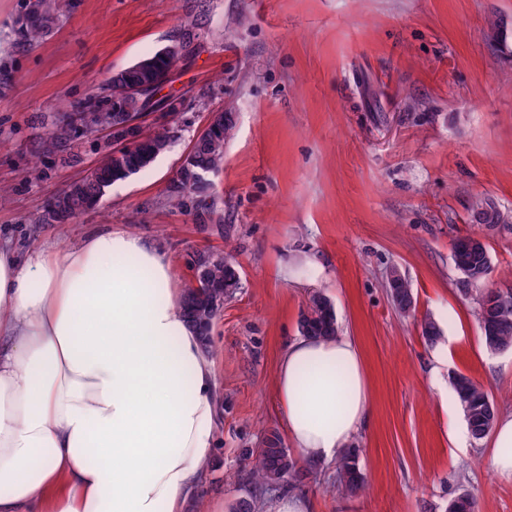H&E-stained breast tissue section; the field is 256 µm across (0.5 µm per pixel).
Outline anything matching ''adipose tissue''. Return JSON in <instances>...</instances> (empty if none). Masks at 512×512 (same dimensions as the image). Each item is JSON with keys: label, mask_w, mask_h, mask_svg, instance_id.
Here are the masks:
<instances>
[{"label": "adipose tissue", "mask_w": 512, "mask_h": 512, "mask_svg": "<svg viewBox=\"0 0 512 512\" xmlns=\"http://www.w3.org/2000/svg\"><path fill=\"white\" fill-rule=\"evenodd\" d=\"M158 241L108 226L19 258L0 243V512H186L216 444L213 354ZM273 392L300 458L324 465L372 413L349 336H296ZM491 469L512 479V412Z\"/></svg>", "instance_id": "adipose-tissue-1"}]
</instances>
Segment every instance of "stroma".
Here are the masks:
<instances>
[{"instance_id": "35a3bbf8", "label": "stroma", "mask_w": 512, "mask_h": 512, "mask_svg": "<svg viewBox=\"0 0 512 512\" xmlns=\"http://www.w3.org/2000/svg\"><path fill=\"white\" fill-rule=\"evenodd\" d=\"M28 6L0 0V238L24 253L119 224L165 247L183 289L198 255L240 264L242 286L212 332L223 406L209 505L230 512L265 436L283 432L276 363L319 290L363 351L373 407L355 441L365 491L339 493L335 465L320 466L303 489L313 512H447L464 491L479 512H512L489 440H459L466 419L451 384L468 374L512 411V349L484 347L476 296L460 292L453 263L459 239L481 238L486 288L512 284V0H59L52 33L26 46ZM193 22L201 46L164 88L184 108L142 120L170 135L167 149L70 223L39 222L112 143L80 125L66 155H46L45 133ZM220 111L235 132L209 196L172 205L184 157ZM478 197L504 226L474 221ZM308 259L315 271L281 275ZM393 267L413 289L407 316L389 296ZM426 319L441 329L432 345Z\"/></svg>"}]
</instances>
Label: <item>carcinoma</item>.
Listing matches in <instances>:
<instances>
[{
  "label": "carcinoma",
  "instance_id": "obj_1",
  "mask_svg": "<svg viewBox=\"0 0 512 512\" xmlns=\"http://www.w3.org/2000/svg\"><path fill=\"white\" fill-rule=\"evenodd\" d=\"M57 0H32L26 22L20 24L19 35L25 44H32L50 35L55 24ZM86 109L98 114L100 121L108 124L112 120V82H107L101 93L89 97ZM217 131L204 144L193 147L189 165L180 171L181 183H191L190 191L199 197H207L212 184L192 183L194 173L217 170L224 164V145L231 138L235 120L230 112L215 113ZM69 141V130L59 126L46 136L41 148L46 153L64 151ZM168 145V136L156 134L147 137L136 151L119 153L109 151L82 180L72 184L68 190L49 204L41 221L66 224L88 209L103 194L112 182L125 179L147 167ZM475 221L479 224H498L500 213L492 202L478 197L473 205ZM453 262L461 275L460 292L469 293L480 288L491 273V258L486 244L477 237L460 240L453 252ZM202 288L195 293L187 288L182 295V306L186 317L197 328L206 347H212L211 333L216 318L215 301L232 299L241 288L239 264L230 253L216 252V257L201 265ZM393 305L402 314L414 310V297L410 284L398 277L389 284ZM479 323L487 324L497 346L512 347V286L508 290H486L478 299ZM299 333L304 336H333L339 331L336 313L331 301L321 292L312 293L306 309L298 321ZM456 397L462 407L474 439L481 440L494 423L498 413L495 402L482 385L464 373L452 377ZM312 468L303 467L291 451L284 447L279 435L272 433L265 438L252 462L250 478L255 491L237 499L232 512H260V491L280 483H288L291 489L302 487L310 478ZM337 482L342 492L356 495L364 489V479L357 466L356 449H348L341 458L337 470ZM448 512H478L476 498L468 492L454 497L448 504Z\"/></svg>",
  "mask_w": 512,
  "mask_h": 512
}]
</instances>
